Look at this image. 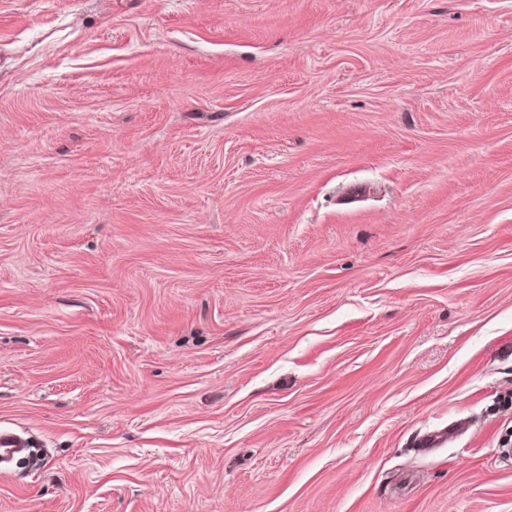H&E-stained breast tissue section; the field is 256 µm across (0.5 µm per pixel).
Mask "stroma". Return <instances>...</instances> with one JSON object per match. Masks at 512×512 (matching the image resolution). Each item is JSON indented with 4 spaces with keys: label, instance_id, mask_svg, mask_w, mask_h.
I'll list each match as a JSON object with an SVG mask.
<instances>
[{
    "label": "stroma",
    "instance_id": "1",
    "mask_svg": "<svg viewBox=\"0 0 512 512\" xmlns=\"http://www.w3.org/2000/svg\"><path fill=\"white\" fill-rule=\"evenodd\" d=\"M0 427V512H512V0H0Z\"/></svg>",
    "mask_w": 512,
    "mask_h": 512
}]
</instances>
